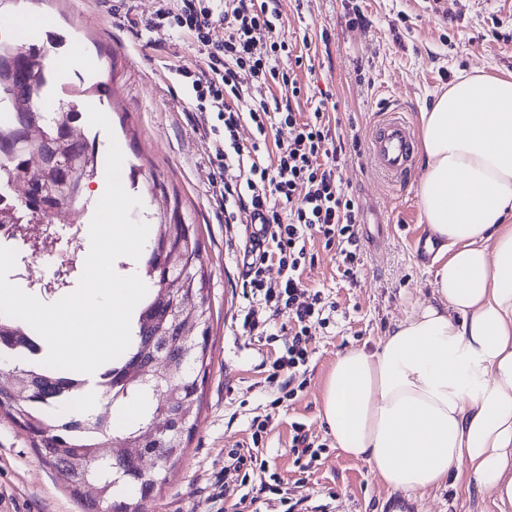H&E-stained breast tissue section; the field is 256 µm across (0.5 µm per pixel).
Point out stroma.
<instances>
[{"instance_id":"1","label":"stroma","mask_w":512,"mask_h":512,"mask_svg":"<svg viewBox=\"0 0 512 512\" xmlns=\"http://www.w3.org/2000/svg\"><path fill=\"white\" fill-rule=\"evenodd\" d=\"M159 0H0V17L38 16L29 40L39 44L51 30L66 65L65 79H82L111 131L76 123L78 135L106 154L110 140L123 148L126 191L142 200L131 217L147 224H194L210 276L212 320L195 429L178 467L145 512H264L268 492L250 507L238 495L221 498L224 460L232 448L249 446L252 420L270 415L259 458L288 487L291 498L328 504L329 512H497L492 495L469 484L465 471L445 486L409 496L393 490L368 465L341 453L319 416L324 383L339 352L375 346L395 322L432 298L435 260L419 261L411 247L425 222L418 195L422 158H414L404 185L393 186L368 154L374 124L386 108L411 121L462 70L512 74V6L506 0H280L277 32L291 43L282 65L302 93L295 111L310 112L320 93L331 103L326 117L335 134L358 140L338 168L340 184L360 208L361 262L355 278L343 277L335 246L315 236L307 243L312 262L302 269L308 292L334 305L329 324L310 330L309 362L297 373L299 388L288 400L267 380L266 367L296 328L288 314L271 318L274 341L243 334L247 224L224 221L213 192L219 171L216 113L198 111L178 66L196 63L190 39L169 24L141 31ZM364 22L349 25L354 13ZM304 424L323 451L302 467L292 451L294 423ZM0 512H85L60 472L39 463L28 434L0 414Z\"/></svg>"}]
</instances>
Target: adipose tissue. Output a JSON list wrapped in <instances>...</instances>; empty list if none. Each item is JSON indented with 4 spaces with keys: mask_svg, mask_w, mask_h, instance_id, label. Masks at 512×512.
Returning <instances> with one entry per match:
<instances>
[{
    "mask_svg": "<svg viewBox=\"0 0 512 512\" xmlns=\"http://www.w3.org/2000/svg\"><path fill=\"white\" fill-rule=\"evenodd\" d=\"M433 298L337 353L319 415L345 455L408 494L468 481L512 512V77L463 71L420 114Z\"/></svg>",
    "mask_w": 512,
    "mask_h": 512,
    "instance_id": "adipose-tissue-1",
    "label": "adipose tissue"
}]
</instances>
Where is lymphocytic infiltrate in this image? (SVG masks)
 I'll return each instance as SVG.
<instances>
[{"label":"lymphocytic infiltrate","instance_id":"1","mask_svg":"<svg viewBox=\"0 0 512 512\" xmlns=\"http://www.w3.org/2000/svg\"><path fill=\"white\" fill-rule=\"evenodd\" d=\"M279 0H180L178 10L160 8L158 18L188 35L202 58L199 65L181 66L177 76L187 79L198 110H211L224 123V143L215 157L227 172L216 190L224 203V220L238 224L260 221L261 233L251 241L245 256L247 311L241 328L252 333L266 325L269 316L288 313L298 326L295 335L271 364L268 382L286 392L296 374L309 361L308 333L322 322L325 306L320 294H308L302 268L310 254L312 234L326 244H337L342 275L354 277L360 262L355 227L359 207L341 188L336 167L345 150L334 140L325 119L326 103L318 101L309 115L291 104L268 101L271 83H280L292 96L301 92L296 80L281 70L290 49L276 32ZM222 38H215L216 29ZM248 71L250 82L239 74ZM250 120L257 136L251 147L239 139L242 120ZM292 130L288 143L276 146L273 163L261 158L270 132L276 126ZM277 264L281 278L265 277L269 264ZM252 444L227 453L224 477L235 487L249 486L267 473L256 446L262 441L267 420H254Z\"/></svg>","mask_w":512,"mask_h":512}]
</instances>
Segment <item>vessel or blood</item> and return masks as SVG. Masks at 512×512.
I'll return each mask as SVG.
<instances>
[{
	"label": "vessel or blood",
	"mask_w": 512,
	"mask_h": 512,
	"mask_svg": "<svg viewBox=\"0 0 512 512\" xmlns=\"http://www.w3.org/2000/svg\"><path fill=\"white\" fill-rule=\"evenodd\" d=\"M411 123L393 112L379 120L370 139L369 155L390 182L402 180L413 160Z\"/></svg>",
	"instance_id": "1"
}]
</instances>
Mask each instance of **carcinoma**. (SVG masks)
Instances as JSON below:
<instances>
[{
    "instance_id": "cac0c4a2",
    "label": "carcinoma",
    "mask_w": 512,
    "mask_h": 512,
    "mask_svg": "<svg viewBox=\"0 0 512 512\" xmlns=\"http://www.w3.org/2000/svg\"><path fill=\"white\" fill-rule=\"evenodd\" d=\"M46 56L47 49L43 47L14 46L0 40V94L8 99V111L12 113L11 121L0 125V156L8 157L11 164L6 173L0 164V186L10 188L18 199L24 198L23 209L60 216L79 202L83 182L95 176L97 150L95 144L69 136L67 128L78 115L74 106L59 113L46 106V92L53 85ZM46 140L58 155V168L29 169L28 148ZM63 177L72 182L73 188L69 194L59 196L55 188ZM155 240L159 245L149 251L143 267L153 292L138 315L130 348L117 361L103 366L97 381L102 397L110 405L141 397L149 399L142 422L115 429L112 421L102 416L62 410L83 390L85 380L77 374L32 365L27 369L6 368L0 375V412L29 432L41 464L71 468V493L86 501L88 512H96L97 501L84 499L81 482L86 478L105 487L104 498L120 503V512H143L144 502L166 484L197 420L199 390L207 372L210 277L202 263L201 243L193 225L160 224ZM176 279L179 284L175 287V302L182 306L183 318L198 324L197 331L204 336L191 352L197 360L196 370L183 380L184 396L194 402L193 414L180 447L174 456L163 458V466L156 469L155 475H144L136 469L117 474L94 458L93 448L109 435L114 439L138 437L158 411L153 394L144 390L135 375L141 359L154 353L164 357L159 352L163 345L159 336L170 328L171 321L168 308L160 306L158 296ZM21 349L29 350L32 356L42 351L33 331L23 329L13 317L0 315V353L13 355Z\"/></svg>"
}]
</instances>
